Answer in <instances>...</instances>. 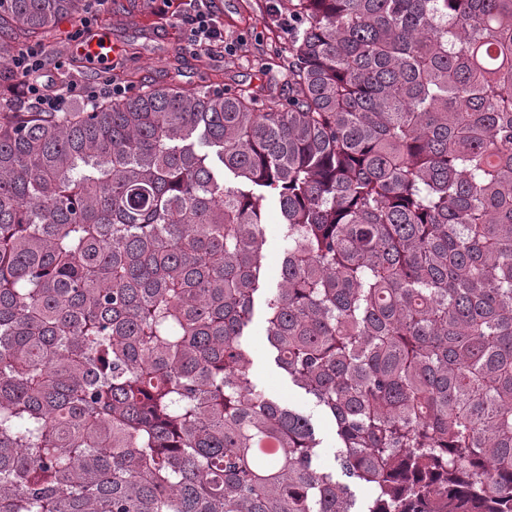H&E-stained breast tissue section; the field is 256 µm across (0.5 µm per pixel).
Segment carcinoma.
<instances>
[{"mask_svg": "<svg viewBox=\"0 0 512 512\" xmlns=\"http://www.w3.org/2000/svg\"><path fill=\"white\" fill-rule=\"evenodd\" d=\"M79 2L0 0V73ZM288 13L284 88L0 111V512H512V0ZM269 194L339 476L242 342Z\"/></svg>", "mask_w": 512, "mask_h": 512, "instance_id": "obj_1", "label": "carcinoma"}]
</instances>
